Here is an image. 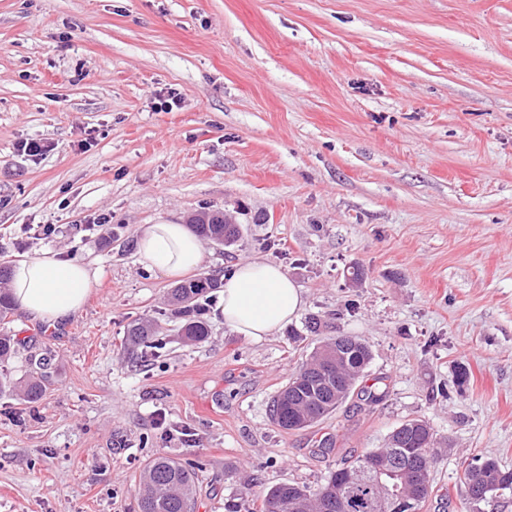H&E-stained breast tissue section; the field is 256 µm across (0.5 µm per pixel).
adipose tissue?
Masks as SVG:
<instances>
[{
  "label": "adipose tissue",
  "instance_id": "ef3b65f1",
  "mask_svg": "<svg viewBox=\"0 0 512 512\" xmlns=\"http://www.w3.org/2000/svg\"><path fill=\"white\" fill-rule=\"evenodd\" d=\"M136 247L144 263L170 277L204 260L201 241L185 225L168 221L143 225ZM98 282V270L52 250L18 261L10 274L16 307L32 319L50 322L81 311ZM303 303L300 288L281 266L252 258L225 276L219 310L227 327L258 342L292 322Z\"/></svg>",
  "mask_w": 512,
  "mask_h": 512
}]
</instances>
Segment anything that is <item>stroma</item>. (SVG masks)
I'll use <instances>...</instances> for the list:
<instances>
[{
    "label": "stroma",
    "mask_w": 512,
    "mask_h": 512,
    "mask_svg": "<svg viewBox=\"0 0 512 512\" xmlns=\"http://www.w3.org/2000/svg\"><path fill=\"white\" fill-rule=\"evenodd\" d=\"M204 206L241 238L202 271L264 259L303 307L250 342L211 292L208 339L169 333L143 367L128 324L176 320L137 232ZM46 250L100 282L65 321L0 322L20 340L0 374L51 377L39 403L0 395V512H137L159 453L194 463L195 512H225L241 478L317 488L414 418L446 446L422 512H512L458 487L475 455L512 470V0H0V263ZM339 331L368 341L363 377L281 429L272 398Z\"/></svg>",
    "instance_id": "obj_1"
}]
</instances>
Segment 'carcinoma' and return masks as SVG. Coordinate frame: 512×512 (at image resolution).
Returning <instances> with one entry per match:
<instances>
[{
	"instance_id": "obj_1",
	"label": "carcinoma",
	"mask_w": 512,
	"mask_h": 512,
	"mask_svg": "<svg viewBox=\"0 0 512 512\" xmlns=\"http://www.w3.org/2000/svg\"><path fill=\"white\" fill-rule=\"evenodd\" d=\"M189 224L201 239L216 245L232 246L240 238L237 224H226L220 213L202 211ZM219 287L217 279L200 275L184 281L169 292L168 302L175 315L183 318L180 335L188 342L204 341L209 335L203 319L201 299ZM13 300L7 287V272L0 268V320L12 314ZM164 328L152 318L132 321L127 341L145 349V356L158 357ZM335 352L329 341L313 348L299 362L288 383L272 402V417L285 430H299L334 412L350 395L369 365L372 354L368 342L358 336L344 356H324ZM17 392L26 403H34L46 392V378L30 377L14 382L0 378V393ZM436 434L429 423L412 419L399 425L382 448H373L345 467L331 472L325 483L312 489L297 483H279L261 496L259 512H336L327 501L341 491L349 512H392L383 486L397 488L417 501L416 510L433 492L431 471L436 457ZM461 493L468 500L512 493V471L492 458H474L461 466ZM252 484L244 483L240 497L225 505L227 512H252L246 507ZM195 472L191 463L158 454L142 468L138 484V512H194Z\"/></svg>"
}]
</instances>
